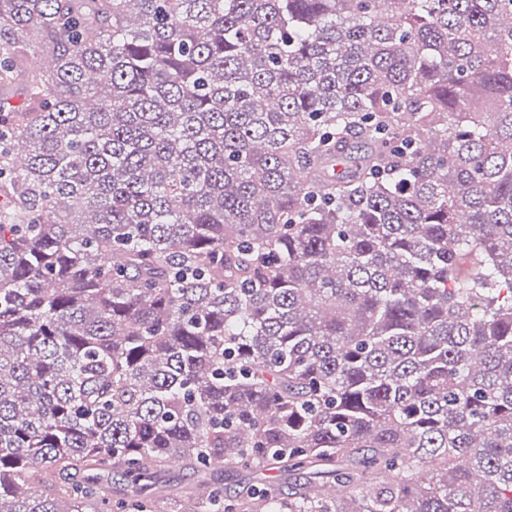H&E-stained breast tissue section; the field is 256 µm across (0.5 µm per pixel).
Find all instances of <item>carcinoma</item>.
Returning <instances> with one entry per match:
<instances>
[{
	"mask_svg": "<svg viewBox=\"0 0 512 512\" xmlns=\"http://www.w3.org/2000/svg\"><path fill=\"white\" fill-rule=\"evenodd\" d=\"M15 82L0 512H512V0H0ZM213 478L220 484L224 485V495L234 496L238 491H241L243 486L248 482L255 483L259 479H263L271 484L279 493H288V483L293 480L285 479L280 476L278 472L260 471L254 474H245L239 472L236 468L225 465L222 471H212Z\"/></svg>",
	"mask_w": 512,
	"mask_h": 512,
	"instance_id": "1",
	"label": "carcinoma"
}]
</instances>
